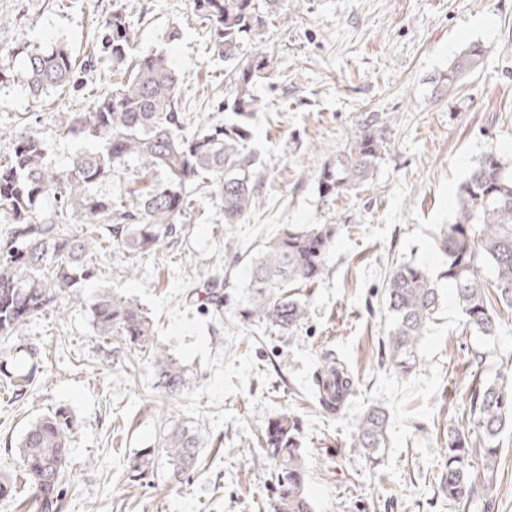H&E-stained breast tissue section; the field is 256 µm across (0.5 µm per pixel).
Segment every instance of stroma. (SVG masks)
<instances>
[{"label":"stroma","mask_w":512,"mask_h":512,"mask_svg":"<svg viewBox=\"0 0 512 512\" xmlns=\"http://www.w3.org/2000/svg\"><path fill=\"white\" fill-rule=\"evenodd\" d=\"M123 8L137 54L165 52L179 76L193 133L234 96L233 66L210 48L190 0H0V126L37 131L48 160L66 164L80 148L62 113L80 112L110 87L100 67L99 24ZM181 36L168 42L171 28ZM264 40L277 71L258 80L262 107L248 144L259 183L250 211L224 221L209 184L192 183L196 223L150 256L101 251L97 277L35 316L22 335L0 340V364L37 345L44 362L22 399L0 387V474L17 465L26 426L55 407L76 426L60 484L62 512H274L272 464L263 435L282 414L296 416L314 512H456L437 475L450 428L460 425L473 372L495 376L512 364V317L493 336L464 330L441 241L457 193L485 154L512 163V0H282ZM67 42L77 59L69 85L33 104L20 77L19 47ZM485 52L454 90L446 75L471 44ZM384 128V148L358 188L323 202L317 179L344 154L367 116ZM286 224H332L336 237L322 280L300 289L308 317L282 332L245 317L248 269L259 247ZM234 240L236 256L224 251ZM411 264L439 278L440 303L418 344L419 363H390L387 281ZM230 275L221 310L190 293L215 273ZM140 304L155 338L183 366L184 395L155 387L146 354L121 337L99 339L89 307L104 289ZM348 370L355 390L335 411L315 386L326 359ZM388 414L378 459L351 440L369 408ZM200 432L193 471L168 478L164 457L129 482L128 457L157 447L167 427ZM498 476L487 489L494 512H512V430L501 436Z\"/></svg>","instance_id":"stroma-1"}]
</instances>
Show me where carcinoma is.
Wrapping results in <instances>:
<instances>
[{
  "label": "carcinoma",
  "instance_id": "cac0c4a2",
  "mask_svg": "<svg viewBox=\"0 0 512 512\" xmlns=\"http://www.w3.org/2000/svg\"><path fill=\"white\" fill-rule=\"evenodd\" d=\"M207 22L212 47L234 66L232 116L215 121L188 137L177 76L165 54L138 55L135 34L122 10L102 22L106 57L102 65L117 78L112 91L85 112L63 114L66 134L93 144L62 167L46 158L37 132L18 137L12 155L0 161V222L8 225L0 239V339L19 335L37 314L63 293L70 294L94 277L93 258L105 241L127 253L154 254L168 244L177 226L190 221L185 186L210 183L224 210V222L236 224L250 210L258 183L253 180L254 155L247 150L250 120L261 108L252 93L258 78L275 73L277 59L263 44L267 21L279 14L280 0H191ZM23 74L33 103L51 89L71 82L76 61L70 47L59 42L49 49H24ZM483 49L471 45L448 68V86L474 68ZM383 148V130L375 119L364 126L336 163L323 169L321 198L331 199L360 185L376 165ZM131 160L156 170L164 180L147 192L129 191L115 200L97 191L112 181ZM335 234L332 224H292L259 249L251 260L246 315L283 331L298 327L307 316L304 301L292 292L318 282L326 273V255ZM448 265L440 277L454 288L465 327L494 336L497 307L512 309V166L493 153L481 157L460 186L458 205L448 237L442 241ZM492 271V279L480 267ZM229 279L211 276L193 295L224 304ZM387 303L394 316L389 333L391 363L403 374L416 368L417 345L439 304L437 279L422 267L401 265L389 277ZM95 335L120 336L139 352L150 354L155 385L170 397L183 394L184 370L158 346L153 327L139 305L114 292L98 295L89 311ZM37 350L24 351L21 363L3 371L4 383L24 391L36 377ZM354 380L329 360L316 379L320 402L329 411L352 395ZM467 425L448 430L439 487L448 502L467 512L478 491L492 485L501 451L499 436L512 427V376L488 380L474 374L467 387ZM74 427L71 413L60 408L28 424L16 447L19 478L32 490L38 512H57L63 470ZM265 448L274 461L275 512H313L305 492L307 470L299 441V425L280 416L266 428ZM387 443V417L368 410L357 424L353 447L368 457ZM200 439L188 429H174L157 452L178 482L193 467ZM154 456L147 450L126 462L134 483L149 471ZM481 471L474 473V461ZM54 483L45 496L34 474Z\"/></svg>",
  "mask_w": 512,
  "mask_h": 512
}]
</instances>
